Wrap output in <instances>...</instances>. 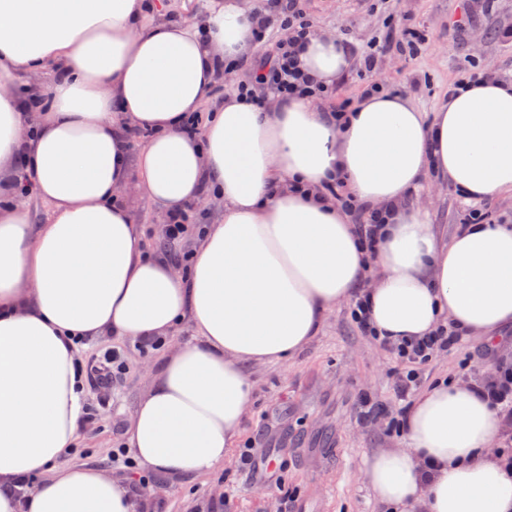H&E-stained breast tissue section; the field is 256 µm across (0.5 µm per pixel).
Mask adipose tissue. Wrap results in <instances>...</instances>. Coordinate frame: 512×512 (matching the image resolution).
I'll list each match as a JSON object with an SVG mask.
<instances>
[{"label": "adipose tissue", "instance_id": "adipose-tissue-1", "mask_svg": "<svg viewBox=\"0 0 512 512\" xmlns=\"http://www.w3.org/2000/svg\"><path fill=\"white\" fill-rule=\"evenodd\" d=\"M149 7L0 0V512L148 510L127 481L66 462L87 409L84 342L191 324L196 342L165 354L126 431L142 466L174 477L223 464L252 401L247 365L292 358L356 292L376 338L395 345L447 326L489 341L512 327V226L470 224L444 244L406 203L429 175L472 200L512 193V81L460 82L430 119L400 95L365 94L340 124L307 100L262 109L231 94L192 136L184 125L223 63L257 48L253 5L212 0L203 22L147 25ZM300 63L329 86L348 59L316 34ZM51 70L48 88L17 84ZM120 120L149 130L138 156ZM19 156L52 206L36 228ZM133 168L164 212L206 186L222 204L188 268L146 245L125 201ZM336 177L385 211L374 251L324 194ZM505 428L475 385L434 382L401 447L365 459L369 488L386 512H512V458L490 450Z\"/></svg>", "mask_w": 512, "mask_h": 512}]
</instances>
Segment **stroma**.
<instances>
[{
	"label": "stroma",
	"instance_id": "obj_1",
	"mask_svg": "<svg viewBox=\"0 0 512 512\" xmlns=\"http://www.w3.org/2000/svg\"><path fill=\"white\" fill-rule=\"evenodd\" d=\"M317 33L346 35L366 45L383 35L388 19L421 31L427 43L416 57L390 45L380 57L375 80L408 97L433 115L461 76L466 61L486 73L512 76V0H304ZM127 201L151 249L162 250L180 264L183 244L165 246L163 213L143 193L130 190ZM408 203L421 208L441 238L465 223L468 209L481 206L493 220L512 225V194L473 203L452 187L425 178ZM349 304L336 305L318 335L292 360L255 364L248 420L223 466L188 478L153 473L111 462L123 447L132 413L156 380L165 348L194 342L182 325L167 337L164 349L140 353L133 341L107 336L81 349L84 367H101L105 353L119 351L126 369L109 386L87 381V412L72 460L125 479L145 498L150 512H382L364 477V460L374 452L397 448L398 434L385 420L367 422L360 400L397 408L394 390L399 362L351 320ZM491 355L483 341L465 339L462 346L440 353L425 368V382L448 376L464 382L492 376ZM253 446L255 455L276 453L277 483L262 484L242 465L240 454Z\"/></svg>",
	"mask_w": 512,
	"mask_h": 512
}]
</instances>
